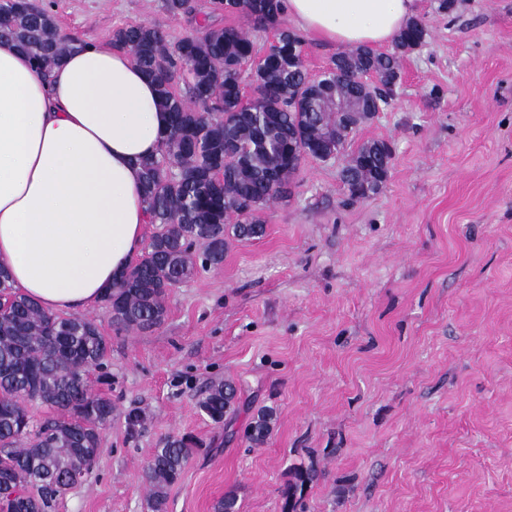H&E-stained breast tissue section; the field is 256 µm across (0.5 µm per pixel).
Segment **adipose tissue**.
I'll use <instances>...</instances> for the list:
<instances>
[{
    "label": "adipose tissue",
    "mask_w": 512,
    "mask_h": 512,
    "mask_svg": "<svg viewBox=\"0 0 512 512\" xmlns=\"http://www.w3.org/2000/svg\"><path fill=\"white\" fill-rule=\"evenodd\" d=\"M304 31L351 47L393 42L415 0H286ZM157 86L109 45L71 50L50 77L0 46V267L44 310L101 300L140 254L139 163L168 115Z\"/></svg>",
    "instance_id": "1"
}]
</instances>
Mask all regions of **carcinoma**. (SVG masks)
<instances>
[{
	"label": "carcinoma",
	"instance_id": "carcinoma-1",
	"mask_svg": "<svg viewBox=\"0 0 512 512\" xmlns=\"http://www.w3.org/2000/svg\"><path fill=\"white\" fill-rule=\"evenodd\" d=\"M217 9L277 30L265 55L255 58L254 43L243 31L208 18L174 46L158 27L143 23L112 35V46L128 52L157 83L159 105L170 114L159 154L140 163L155 231L141 258L102 298L112 324L121 329L147 333L160 327L172 288L200 267H221L229 239L263 236L262 214L269 204L290 200L291 175L304 153L336 147V102L357 112L386 105L366 91L362 76L371 71L391 83L402 57L428 35L427 25L415 17L390 51L341 52L313 80L303 66L302 39L282 26L284 0H217ZM2 43L23 49L46 71L74 39L62 36L41 6L0 0ZM247 87L252 100L246 107ZM226 145L234 152L229 160ZM391 162L387 142L360 146L342 170L350 198L376 194ZM109 351L94 320L45 312L0 268V512H51L90 472L100 452V429L114 407L92 390L88 372L102 367ZM235 396L234 383L215 384L199 407L221 424ZM34 400L56 415L34 424L26 408ZM273 420L272 410H259L247 428L249 439L264 440ZM195 452L196 443L178 435L153 449L142 475L151 512H165L166 490ZM315 478L312 469L293 470L282 491L288 512H296L298 488Z\"/></svg>",
	"mask_w": 512,
	"mask_h": 512
}]
</instances>
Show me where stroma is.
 <instances>
[{"label": "stroma", "instance_id": "35a3bbf8", "mask_svg": "<svg viewBox=\"0 0 512 512\" xmlns=\"http://www.w3.org/2000/svg\"><path fill=\"white\" fill-rule=\"evenodd\" d=\"M61 29L108 43L127 24L189 15L166 0H39ZM424 43L394 100L346 146L393 150L382 188L350 199L343 159H305L261 238L173 288L164 323L116 329L93 391L112 421L90 473L52 512H150L142 471L159 441L199 453L167 512H284L294 468H314L297 512H512V0H416ZM232 381L223 423L198 408ZM275 411L263 443L246 429Z\"/></svg>", "mask_w": 512, "mask_h": 512}]
</instances>
